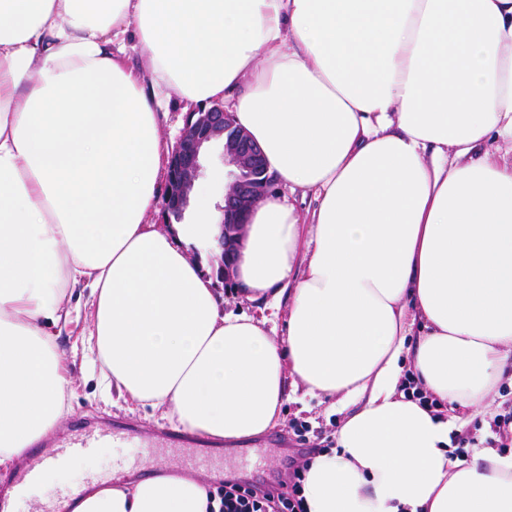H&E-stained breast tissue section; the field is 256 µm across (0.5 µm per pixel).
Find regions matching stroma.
Here are the masks:
<instances>
[{"label":"stroma","instance_id":"1","mask_svg":"<svg viewBox=\"0 0 512 512\" xmlns=\"http://www.w3.org/2000/svg\"><path fill=\"white\" fill-rule=\"evenodd\" d=\"M202 166L194 186L206 189L213 206H220L232 179V167L224 162L221 144H213L207 149ZM73 378L75 396L72 409L62 420L59 433L106 425L128 427L154 440L156 446L149 452L134 442H116L99 448L92 456L74 459L66 468L47 473L46 479L56 491L111 476L116 468L129 469L139 477L148 475L151 466L155 464H174L183 468L198 456L209 458L211 472L241 469L247 479L269 480L282 471L284 466L294 469L300 466L304 450L295 434L296 429H303L311 444L328 449L335 445L336 422L343 415L342 408L333 405L331 401H321L298 392L284 403L276 425L265 435L241 447L227 449L208 445L177 431L173 424L153 415L150 409L132 410L123 404L114 405L103 401L97 378H84L78 371L74 372ZM510 399L511 368L503 373L495 401L487 412H459L457 425L451 434L453 447L466 450L471 438L475 437L489 441L491 448H502L511 454L512 430L496 434L490 429L491 421L502 413L505 402Z\"/></svg>","mask_w":512,"mask_h":512}]
</instances>
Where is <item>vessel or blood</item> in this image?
I'll return each instance as SVG.
<instances>
[{
    "instance_id": "1",
    "label": "vessel or blood",
    "mask_w": 512,
    "mask_h": 512,
    "mask_svg": "<svg viewBox=\"0 0 512 512\" xmlns=\"http://www.w3.org/2000/svg\"><path fill=\"white\" fill-rule=\"evenodd\" d=\"M129 436V431L124 429H91L59 441L56 447L42 451L27 468L16 485L17 495H25L29 487L38 484L45 471L63 468L72 458L91 454L96 448L114 439H126Z\"/></svg>"
}]
</instances>
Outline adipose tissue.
Listing matches in <instances>:
<instances>
[{
	"label": "adipose tissue",
	"mask_w": 512,
	"mask_h": 512,
	"mask_svg": "<svg viewBox=\"0 0 512 512\" xmlns=\"http://www.w3.org/2000/svg\"><path fill=\"white\" fill-rule=\"evenodd\" d=\"M173 95L223 105L298 197L254 205L234 257L236 292L285 308L281 333L222 311L206 194L197 223L145 221ZM499 138L512 0H0V466L71 409L53 329L81 287L105 389L202 441L264 435L291 384L357 402L300 466L305 512H512V454L454 455L451 421L400 387L409 368L448 410L480 412L512 365ZM211 486L163 468L58 508L218 512Z\"/></svg>",
	"instance_id": "1"
}]
</instances>
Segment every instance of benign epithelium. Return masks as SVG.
I'll use <instances>...</instances> for the list:
<instances>
[{"mask_svg": "<svg viewBox=\"0 0 512 512\" xmlns=\"http://www.w3.org/2000/svg\"><path fill=\"white\" fill-rule=\"evenodd\" d=\"M216 141L223 144L224 160L236 168L234 181L224 194L219 236V278L230 285L233 281V256L242 236L246 214L270 192L275 177L269 173L260 147L247 132L234 124L224 107L214 105L188 113L169 157L161 213L166 224L182 221L194 181L202 168L203 153Z\"/></svg>", "mask_w": 512, "mask_h": 512, "instance_id": "1", "label": "benign epithelium"}]
</instances>
